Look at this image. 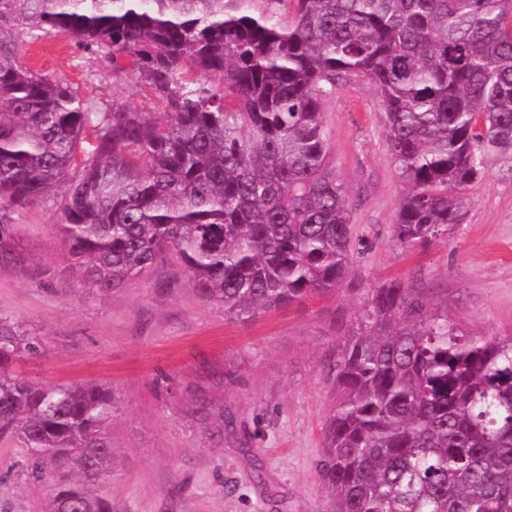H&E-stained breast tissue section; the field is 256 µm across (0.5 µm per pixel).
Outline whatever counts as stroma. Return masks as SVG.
<instances>
[{
    "label": "stroma",
    "mask_w": 512,
    "mask_h": 512,
    "mask_svg": "<svg viewBox=\"0 0 512 512\" xmlns=\"http://www.w3.org/2000/svg\"><path fill=\"white\" fill-rule=\"evenodd\" d=\"M21 64L104 106L153 102L101 68L72 35L24 46ZM323 119L354 229L349 275L335 295L259 312L246 322L195 293L161 261L108 294L82 288L61 249L53 203L28 206L25 263L0 269V312L43 341L22 370L47 384L112 388L115 463L99 491L112 512H327L316 467L334 403L336 346L371 288L414 278L466 332L512 336V174L500 160L464 192L463 223L427 245L401 247L404 195L385 146L372 85L341 81ZM205 398L207 414L195 411ZM23 450L0 442V512H45L49 481H29Z\"/></svg>",
    "instance_id": "obj_1"
}]
</instances>
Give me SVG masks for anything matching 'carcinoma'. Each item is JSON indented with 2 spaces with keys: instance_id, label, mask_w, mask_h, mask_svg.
Listing matches in <instances>:
<instances>
[{
  "instance_id": "carcinoma-1",
  "label": "carcinoma",
  "mask_w": 512,
  "mask_h": 512,
  "mask_svg": "<svg viewBox=\"0 0 512 512\" xmlns=\"http://www.w3.org/2000/svg\"><path fill=\"white\" fill-rule=\"evenodd\" d=\"M69 33L154 111L103 110L23 67ZM374 87L407 187L394 238L464 219V191L512 156V0H0V268L22 211L56 198L78 282L107 292L159 258L242 322L336 293L348 193L324 102ZM42 340L0 316V439L29 477L64 470L48 512H112V390L36 383ZM318 481L330 512H512V336H473L393 277L370 290L335 364Z\"/></svg>"
}]
</instances>
